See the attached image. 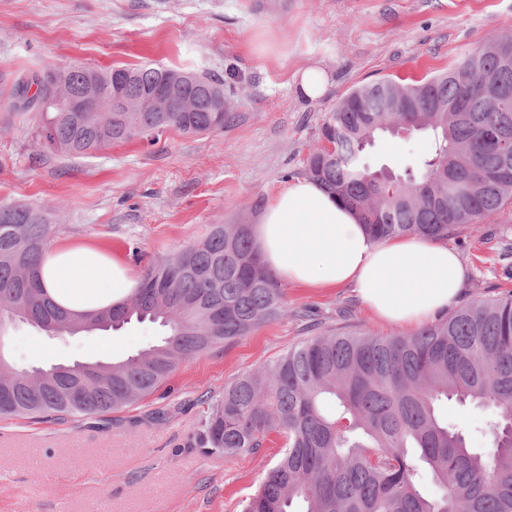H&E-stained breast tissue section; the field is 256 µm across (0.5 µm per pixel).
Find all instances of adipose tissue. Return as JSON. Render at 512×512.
I'll return each mask as SVG.
<instances>
[{"mask_svg": "<svg viewBox=\"0 0 512 512\" xmlns=\"http://www.w3.org/2000/svg\"><path fill=\"white\" fill-rule=\"evenodd\" d=\"M256 246L278 278L311 288L354 286L378 318L416 328L459 298L467 268L447 245L419 237L373 240L355 211L313 179L288 184L258 216ZM41 283L75 312L115 306L139 286L124 261L58 242L47 249Z\"/></svg>", "mask_w": 512, "mask_h": 512, "instance_id": "1", "label": "adipose tissue"}]
</instances>
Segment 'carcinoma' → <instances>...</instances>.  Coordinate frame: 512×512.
Here are the masks:
<instances>
[{"label":"carcinoma","mask_w":512,"mask_h":512,"mask_svg":"<svg viewBox=\"0 0 512 512\" xmlns=\"http://www.w3.org/2000/svg\"><path fill=\"white\" fill-rule=\"evenodd\" d=\"M124 78L134 111L116 112L111 82ZM512 91V39L496 33L448 72L412 84L384 80L339 99L320 130L334 144L309 154L306 174L354 210L375 240L442 239L512 199V159L484 127L512 136V99L490 108L484 85ZM94 91L83 112L59 92ZM195 100L185 112L183 98ZM16 112L43 115L45 144L74 157L166 130L224 129V81L150 64L103 70L82 63L17 79ZM469 109L466 115L457 114ZM429 131L434 152L419 174L373 176L362 160L375 135ZM52 225L29 207L0 205V348L19 322L50 338L117 330L135 319L167 328L161 339L112 362L75 363L83 386L38 379L0 360V418L52 419L119 411L158 391L192 356L228 347L285 314L278 278L263 264L251 225L214 224L206 237L150 265L122 304L82 314L56 304L41 284ZM493 411L491 448L467 447L439 415L442 400ZM272 432L285 439L242 512H512V295L476 300L412 336L320 332L271 365L224 384L201 436L226 457L251 454ZM429 475L440 493L426 494Z\"/></svg>","instance_id":"obj_1"}]
</instances>
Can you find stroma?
I'll use <instances>...</instances> for the list:
<instances>
[{
	"instance_id": "35a3bbf8",
	"label": "stroma",
	"mask_w": 512,
	"mask_h": 512,
	"mask_svg": "<svg viewBox=\"0 0 512 512\" xmlns=\"http://www.w3.org/2000/svg\"><path fill=\"white\" fill-rule=\"evenodd\" d=\"M512 37V0H0V74L69 63H155L224 80L234 119L198 135L167 131L86 157L45 148L41 115L0 97V204L44 212L52 238L88 244L143 271L206 236L214 224H252L289 182L337 101L379 80L403 83L446 72L489 32ZM329 78L311 99L301 70ZM429 133L384 137L371 168L418 169ZM512 202L446 243L468 269L459 305L512 293ZM286 316L226 349L189 358L154 395L103 417L0 420V512H241L280 458L270 434L235 458L201 447L211 400L225 383L275 361L319 330L403 335L380 321L354 288L284 286ZM164 330L131 322L103 334L48 339L21 324L7 352L21 367L109 361L159 341ZM473 448H488L487 409L440 405Z\"/></svg>"
}]
</instances>
